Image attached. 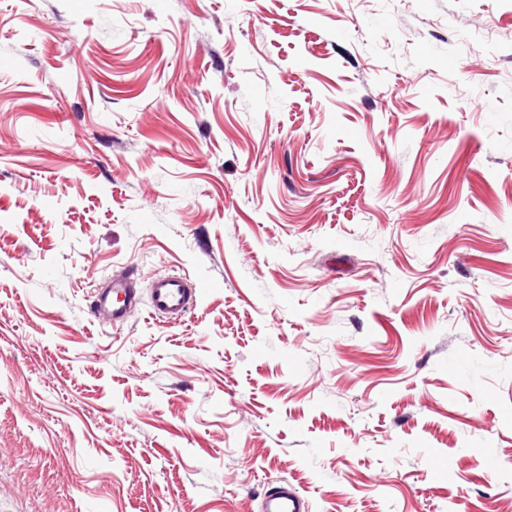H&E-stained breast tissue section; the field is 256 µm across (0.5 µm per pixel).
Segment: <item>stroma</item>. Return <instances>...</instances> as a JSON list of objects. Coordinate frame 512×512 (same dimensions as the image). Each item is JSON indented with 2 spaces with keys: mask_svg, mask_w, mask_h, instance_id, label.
Masks as SVG:
<instances>
[{
  "mask_svg": "<svg viewBox=\"0 0 512 512\" xmlns=\"http://www.w3.org/2000/svg\"><path fill=\"white\" fill-rule=\"evenodd\" d=\"M280 481L512 512V0H0V512ZM134 273L124 270L112 275L94 292L95 315L107 316L112 325L122 324L138 303ZM208 288L206 281H190L178 274H160L149 286L151 313L168 319H181Z\"/></svg>",
  "mask_w": 512,
  "mask_h": 512,
  "instance_id": "obj_1",
  "label": "stroma"
}]
</instances>
